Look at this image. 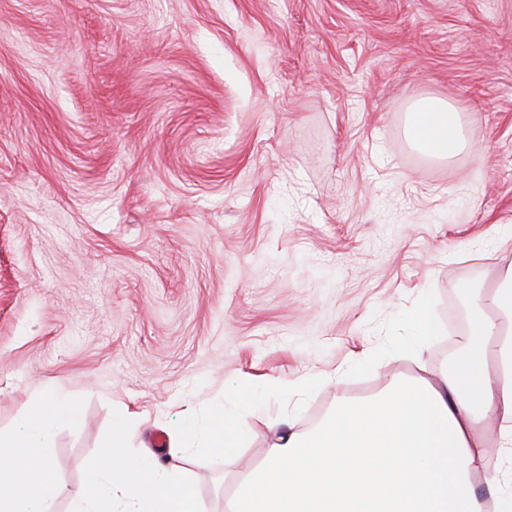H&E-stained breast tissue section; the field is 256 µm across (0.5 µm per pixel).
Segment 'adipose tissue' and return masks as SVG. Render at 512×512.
<instances>
[{"instance_id": "1", "label": "adipose tissue", "mask_w": 512, "mask_h": 512, "mask_svg": "<svg viewBox=\"0 0 512 512\" xmlns=\"http://www.w3.org/2000/svg\"><path fill=\"white\" fill-rule=\"evenodd\" d=\"M458 108L430 97L412 110L422 148L464 145ZM471 334L448 369L422 362L379 394L344 403L315 428L278 436L245 470L224 512H512V264L494 287L472 293ZM105 447L95 494L71 512H200L181 467H154ZM27 444L0 437V512H52L65 491L50 465L19 470ZM37 484V495L24 488Z\"/></svg>"}]
</instances>
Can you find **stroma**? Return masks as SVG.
Instances as JSON below:
<instances>
[{"label": "stroma", "instance_id": "stroma-1", "mask_svg": "<svg viewBox=\"0 0 512 512\" xmlns=\"http://www.w3.org/2000/svg\"><path fill=\"white\" fill-rule=\"evenodd\" d=\"M427 97L467 148L420 151ZM510 264L512 0H0V435L75 399L19 460L62 477L54 512L121 415L162 462L222 409L242 447L181 465L224 512L280 408L307 429L412 375L421 310L447 366ZM79 420L80 412L73 400L53 396L38 406L32 416L34 436H38L44 429L58 421L77 423Z\"/></svg>", "mask_w": 512, "mask_h": 512}]
</instances>
